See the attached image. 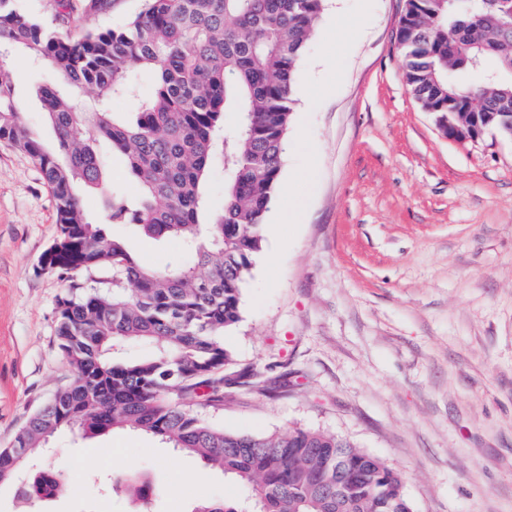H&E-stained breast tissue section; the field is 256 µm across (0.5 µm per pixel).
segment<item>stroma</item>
Segmentation results:
<instances>
[{
    "label": "stroma",
    "instance_id": "stroma-1",
    "mask_svg": "<svg viewBox=\"0 0 512 512\" xmlns=\"http://www.w3.org/2000/svg\"><path fill=\"white\" fill-rule=\"evenodd\" d=\"M72 0L76 31L122 26L142 0ZM405 0H326L294 76L281 187L265 246L224 335L225 430L336 435L403 478L413 512H512V140L458 142L412 96L397 50ZM14 104L47 146L33 94L51 69L7 57ZM58 236L37 163L0 141V448L69 379L54 332L66 291L111 290L108 271L66 278L40 258ZM23 470L62 485L31 512H189L237 481L156 437L64 430ZM151 485L147 503L133 483Z\"/></svg>",
    "mask_w": 512,
    "mask_h": 512
}]
</instances>
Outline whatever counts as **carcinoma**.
I'll return each instance as SVG.
<instances>
[{"label":"carcinoma","instance_id":"cac0c4a2","mask_svg":"<svg viewBox=\"0 0 512 512\" xmlns=\"http://www.w3.org/2000/svg\"><path fill=\"white\" fill-rule=\"evenodd\" d=\"M325 0H143L123 26L74 32L0 8V141L28 154L57 200V269L112 270V292L57 299L56 337L70 383L31 414L0 451V482L63 428L94 437L129 428L197 456L245 489L236 500L200 499L192 512H412L399 473L347 440L293 428L229 432L195 409L197 391L224 401L217 372L231 361L224 333L242 320V288L265 241L295 111L293 77ZM397 44L410 92L442 128L476 113H512V0H406ZM46 61L58 81L37 96L60 152L46 148L12 100L3 56ZM153 77L142 90L140 77ZM96 105L79 112L72 91ZM133 109L115 112L112 102ZM238 113L234 135L224 114ZM124 157L138 183L106 189L99 144ZM224 167V206L209 210L205 183ZM108 190L106 235L78 187ZM178 239L184 257L141 265L129 237ZM127 341L150 355L114 361ZM61 491L51 470L20 483L27 504Z\"/></svg>","mask_w":512,"mask_h":512}]
</instances>
